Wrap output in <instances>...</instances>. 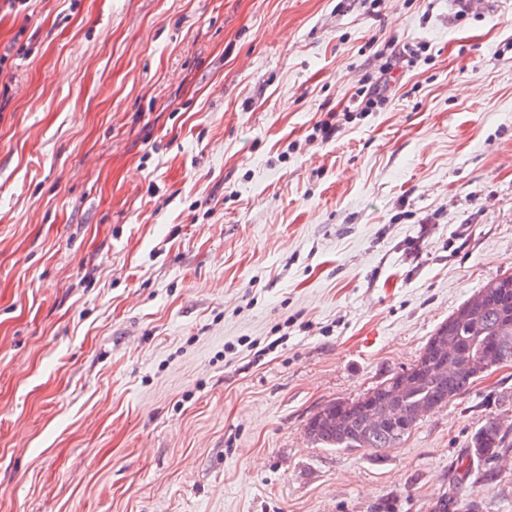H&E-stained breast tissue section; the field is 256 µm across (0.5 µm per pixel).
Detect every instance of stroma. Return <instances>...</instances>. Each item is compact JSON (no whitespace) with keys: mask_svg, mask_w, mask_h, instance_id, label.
Here are the masks:
<instances>
[{"mask_svg":"<svg viewBox=\"0 0 512 512\" xmlns=\"http://www.w3.org/2000/svg\"><path fill=\"white\" fill-rule=\"evenodd\" d=\"M4 49L0 512H431L512 424L511 365L380 459L304 432L512 273V0H0ZM388 49V48H387ZM387 49L377 51L375 54L379 57L386 56L385 62L377 70L366 71L360 80L361 86L358 88L356 96L361 102L357 106L356 112L366 113L374 112L388 101V92L390 91L391 74L396 68L403 67L406 61L407 66H413L418 58L425 52L426 46H420L417 49H411L409 53L405 50L401 53L387 56ZM512 429L504 427L496 415L489 414L471 442L472 460L494 462L512 450Z\"/></svg>","mask_w":512,"mask_h":512,"instance_id":"stroma-1","label":"stroma"}]
</instances>
